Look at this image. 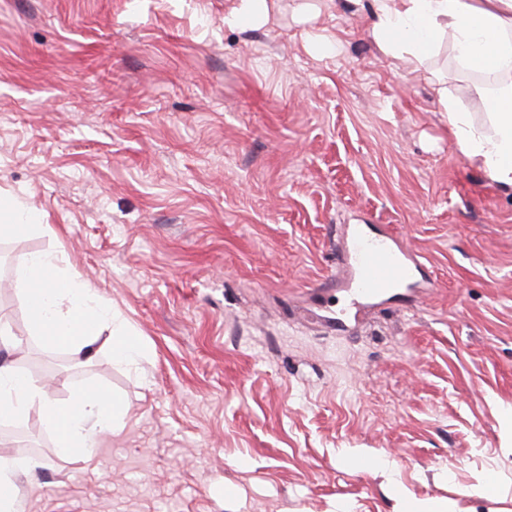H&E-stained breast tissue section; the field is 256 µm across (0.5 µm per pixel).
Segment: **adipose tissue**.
<instances>
[{
	"mask_svg": "<svg viewBox=\"0 0 512 512\" xmlns=\"http://www.w3.org/2000/svg\"><path fill=\"white\" fill-rule=\"evenodd\" d=\"M371 8V34L392 57L418 67L438 42L448 39L468 67L512 76V0H371ZM439 103L455 150L492 183L512 192V84L491 99L486 129L476 126L447 92H440ZM18 283L34 330L44 341L82 358L91 356L106 333L113 363L138 368L143 344L85 282L60 272L58 256L30 255ZM33 411L55 434L65 456L82 454L97 437L116 432L125 417L121 401L105 389L78 388L61 402L11 364L0 363V419L19 421Z\"/></svg>",
	"mask_w": 512,
	"mask_h": 512,
	"instance_id": "obj_1",
	"label": "adipose tissue"
}]
</instances>
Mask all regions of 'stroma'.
<instances>
[{
	"label": "stroma",
	"mask_w": 512,
	"mask_h": 512,
	"mask_svg": "<svg viewBox=\"0 0 512 512\" xmlns=\"http://www.w3.org/2000/svg\"><path fill=\"white\" fill-rule=\"evenodd\" d=\"M0 0V195L42 231L0 238L8 354L54 398L127 404L89 457L37 413L20 512H512V193L453 148L437 91L476 125L504 76L445 42L385 55L369 0ZM422 263L352 307L345 225ZM52 252L149 356L74 362L36 336L17 280ZM494 475L493 490L474 489ZM242 6L225 18L230 24L240 26L264 25L269 19L270 5L268 0H240Z\"/></svg>",
	"instance_id": "35a3bbf8"
}]
</instances>
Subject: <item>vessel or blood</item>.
Returning <instances> with one entry per match:
<instances>
[{
  "label": "vessel or blood",
  "instance_id": "b4317fda",
  "mask_svg": "<svg viewBox=\"0 0 512 512\" xmlns=\"http://www.w3.org/2000/svg\"><path fill=\"white\" fill-rule=\"evenodd\" d=\"M352 251L348 258L355 273L358 296L378 298L390 289L407 284L418 268L415 257L388 233L370 236L363 229L351 232Z\"/></svg>",
  "mask_w": 512,
  "mask_h": 512
}]
</instances>
